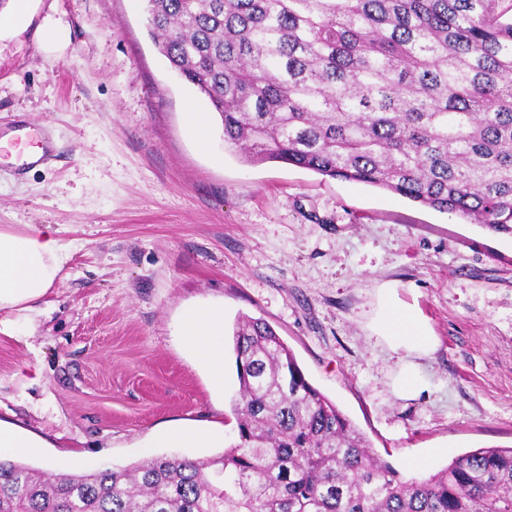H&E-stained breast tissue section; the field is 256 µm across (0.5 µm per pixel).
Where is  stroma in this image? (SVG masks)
<instances>
[{
    "mask_svg": "<svg viewBox=\"0 0 512 512\" xmlns=\"http://www.w3.org/2000/svg\"><path fill=\"white\" fill-rule=\"evenodd\" d=\"M29 13L0 33V129L23 130L0 147V227L49 224L78 248L38 313L0 334V419L49 443L24 463L125 467L159 426L215 420L223 442L153 453L222 455L236 439L241 315L271 325L404 476L512 446V237L375 186L246 162L159 53L145 0H31ZM49 17L65 28L59 53L40 43ZM191 110L207 117V145ZM47 137L59 159L23 167ZM386 287L436 338L413 399L393 392L399 362L377 330ZM201 303L224 313L220 392L178 335Z\"/></svg>",
    "mask_w": 512,
    "mask_h": 512,
    "instance_id": "obj_1",
    "label": "stroma"
}]
</instances>
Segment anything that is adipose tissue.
<instances>
[{
	"instance_id": "adipose-tissue-1",
	"label": "adipose tissue",
	"mask_w": 512,
	"mask_h": 512,
	"mask_svg": "<svg viewBox=\"0 0 512 512\" xmlns=\"http://www.w3.org/2000/svg\"><path fill=\"white\" fill-rule=\"evenodd\" d=\"M72 247L56 237L51 226L32 231L0 229V311H38L52 290L58 272L68 262ZM381 338L392 352L402 353L404 371L393 390L412 398L421 384L416 377V361L429 356L436 338L421 318L385 293L381 305ZM180 335L196 360L208 371L211 384L224 386L223 317L210 306L191 310Z\"/></svg>"
}]
</instances>
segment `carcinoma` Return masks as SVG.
I'll return each mask as SVG.
<instances>
[{"label": "carcinoma", "instance_id": "cac0c4a2", "mask_svg": "<svg viewBox=\"0 0 512 512\" xmlns=\"http://www.w3.org/2000/svg\"><path fill=\"white\" fill-rule=\"evenodd\" d=\"M151 36L245 161L365 183L512 236V0H147ZM237 438L53 474L0 458V512H512V447L406 478L266 322L233 329Z\"/></svg>", "mask_w": 512, "mask_h": 512}]
</instances>
